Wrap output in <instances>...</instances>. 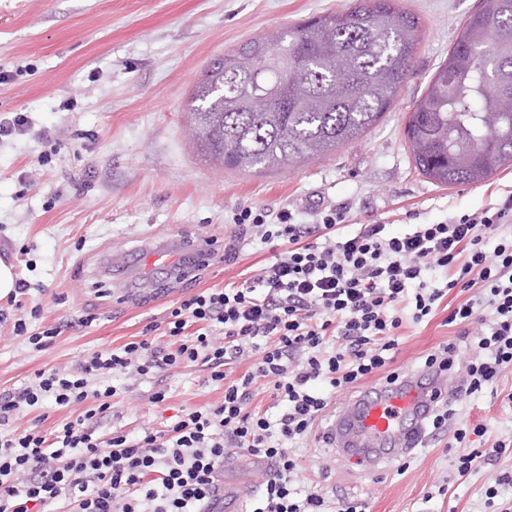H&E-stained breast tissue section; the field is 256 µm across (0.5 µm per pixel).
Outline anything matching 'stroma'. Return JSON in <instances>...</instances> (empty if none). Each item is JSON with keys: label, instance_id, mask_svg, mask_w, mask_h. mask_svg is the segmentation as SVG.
Segmentation results:
<instances>
[{"label": "stroma", "instance_id": "obj_1", "mask_svg": "<svg viewBox=\"0 0 512 512\" xmlns=\"http://www.w3.org/2000/svg\"><path fill=\"white\" fill-rule=\"evenodd\" d=\"M352 0H0V117L29 118L25 134L0 140V251L41 305V325L59 336L32 350L0 324V393L34 372L67 370L89 352L142 338L181 297L243 282L268 258L243 242L238 263L210 261L193 277L164 270L143 289L131 270L146 241L173 237L223 248L235 213L260 206L292 209L313 223L314 209H343L346 230L376 221L395 230L437 223L497 205L512 194V169L479 185L443 189L418 176L405 145V112L448 56L463 20L480 0H401L423 26L413 74L382 121L327 156L262 174L214 167L193 147L186 105L206 65L251 37ZM455 297L434 317L404 327L395 360L369 377L418 370L428 353L469 344L448 324ZM88 325H81V318ZM202 364L143 378H114L117 393L102 418L104 433L135 436L174 421L179 409L219 401ZM163 402H153L157 391ZM340 405L331 400L314 438L298 451L305 484L330 499L366 496L370 512H485V493L512 473V449L495 464L454 466L451 433L430 439L404 468L365 470L322 442ZM455 421L485 425L490 437L512 434V369L492 389L455 403Z\"/></svg>", "mask_w": 512, "mask_h": 512}]
</instances>
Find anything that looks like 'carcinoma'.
I'll use <instances>...</instances> for the list:
<instances>
[{
    "label": "carcinoma",
    "mask_w": 512,
    "mask_h": 512,
    "mask_svg": "<svg viewBox=\"0 0 512 512\" xmlns=\"http://www.w3.org/2000/svg\"><path fill=\"white\" fill-rule=\"evenodd\" d=\"M422 22L400 0L270 31L224 52L188 101L197 150L241 173L322 158L363 136L412 72ZM415 171L440 187L512 168V0H482L406 116Z\"/></svg>",
    "instance_id": "cac0c4a2"
}]
</instances>
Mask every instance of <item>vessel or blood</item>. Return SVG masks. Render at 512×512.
Segmentation results:
<instances>
[{"instance_id":"vessel-or-blood-1","label":"vessel or blood","mask_w":512,"mask_h":512,"mask_svg":"<svg viewBox=\"0 0 512 512\" xmlns=\"http://www.w3.org/2000/svg\"><path fill=\"white\" fill-rule=\"evenodd\" d=\"M185 255L182 241L169 240L149 245L144 257L150 265H172ZM447 396V375L427 381L402 374L345 404L330 427L331 445L340 458H356L372 470L411 457L423 445L425 415Z\"/></svg>"}]
</instances>
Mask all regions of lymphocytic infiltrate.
<instances>
[{"label": "lymphocytic infiltrate", "instance_id": "obj_1", "mask_svg": "<svg viewBox=\"0 0 512 512\" xmlns=\"http://www.w3.org/2000/svg\"><path fill=\"white\" fill-rule=\"evenodd\" d=\"M317 217L299 224L287 208L274 217L242 209L224 240L225 264L238 261L243 239L273 247L272 261L237 286L173 304L163 329L168 345L142 339L97 350L75 368L38 371L29 384L1 393L0 512L52 505L57 512H208L221 466L241 455L268 465L251 512H367L363 498L301 494L295 446L311 435L330 396L381 371L394 358L400 329L433 317L453 289L484 293L448 316L473 348L451 388L455 400L482 392L512 367V238L490 252L482 245L487 231L512 218V195L481 213L405 232L379 223L344 235L342 210L324 207ZM194 363L222 386L219 403L183 409L173 424L139 438L99 433L116 394L105 377L131 369L148 377ZM233 364L243 372L231 375ZM263 391L271 407L256 405ZM47 400L91 407L47 433L13 429L20 413ZM450 416L438 408L424 426L435 435L452 432L461 446L459 473L505 451L498 440L471 449L470 436L484 437L487 427L452 430Z\"/></svg>", "mask_w": 512, "mask_h": 512}]
</instances>
